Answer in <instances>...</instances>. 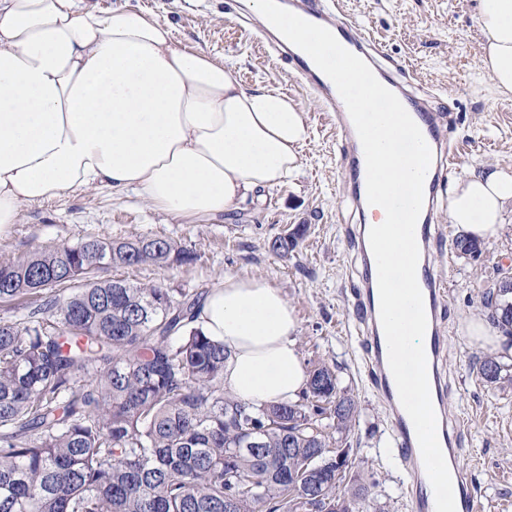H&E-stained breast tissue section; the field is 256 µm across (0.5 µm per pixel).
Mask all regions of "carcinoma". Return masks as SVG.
<instances>
[{
    "mask_svg": "<svg viewBox=\"0 0 512 512\" xmlns=\"http://www.w3.org/2000/svg\"><path fill=\"white\" fill-rule=\"evenodd\" d=\"M306 232L270 248L286 257ZM194 260L163 238H88L0 262V304L40 300L0 317V512H307L309 495L360 512L366 487L341 497L352 461L336 466L358 401L333 370L310 371L302 403L248 405L224 392L230 352L198 325L204 294L98 278ZM484 304L512 336V278ZM478 373L512 384L492 356Z\"/></svg>",
    "mask_w": 512,
    "mask_h": 512,
    "instance_id": "carcinoma-1",
    "label": "carcinoma"
}]
</instances>
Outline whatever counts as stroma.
<instances>
[{
  "label": "stroma",
  "instance_id": "35a3bbf8",
  "mask_svg": "<svg viewBox=\"0 0 512 512\" xmlns=\"http://www.w3.org/2000/svg\"><path fill=\"white\" fill-rule=\"evenodd\" d=\"M107 11L130 7L168 23L179 46L209 52L232 67L248 88L280 90L307 114L310 135L299 172L284 187L248 197L237 210L191 223L172 219L131 191L91 188L37 205L22 206L15 224L0 236V258L73 244L88 237L107 242L162 237L193 251L197 259L170 270L116 267L107 279L153 282L176 291L204 292L227 274L258 277L280 288L297 321L305 369L326 364L338 388L357 396L352 476L368 489L364 512H409L405 465L394 446L388 418L365 368L362 332L353 318V285L362 266L349 239L364 218L341 179L345 143L319 96L299 85L291 64L267 57L253 39L260 26L247 0L238 14L224 0H89ZM338 22L370 31L380 61L406 88L446 113L456 180L496 167L512 171V94L501 93L483 72V36L476 0H341ZM436 224L445 237L433 249L447 282L449 406L463 419L462 462L481 512H512V387L488 386L475 370L491 350L472 343L466 319L486 317L482 295L512 270V214L500 236L483 243L478 256L453 248L458 229L440 202ZM308 231L295 251L270 252L273 238L296 225Z\"/></svg>",
  "mask_w": 512,
  "mask_h": 512
}]
</instances>
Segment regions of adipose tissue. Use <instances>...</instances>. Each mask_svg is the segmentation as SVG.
Here are the masks:
<instances>
[{"instance_id": "ef3b65f1", "label": "adipose tissue", "mask_w": 512, "mask_h": 512, "mask_svg": "<svg viewBox=\"0 0 512 512\" xmlns=\"http://www.w3.org/2000/svg\"><path fill=\"white\" fill-rule=\"evenodd\" d=\"M480 66L512 92V0H478ZM309 137L287 94L245 89L202 50L178 46L151 14L86 0H0V235L23 205L90 186L134 190L180 221L234 210L287 185ZM512 205V173L456 180L448 219L469 239L496 238ZM199 324L231 358L224 387L260 406L296 401L307 374L297 320L266 280L224 276Z\"/></svg>"}]
</instances>
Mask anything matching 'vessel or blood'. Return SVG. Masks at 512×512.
Returning a JSON list of instances; mask_svg holds the SVG:
<instances>
[{
  "label": "vessel or blood",
  "mask_w": 512,
  "mask_h": 512,
  "mask_svg": "<svg viewBox=\"0 0 512 512\" xmlns=\"http://www.w3.org/2000/svg\"><path fill=\"white\" fill-rule=\"evenodd\" d=\"M280 5L300 17L324 26L338 35L340 44L355 54H362L371 69H378L375 51L370 46L366 34H353L349 29L336 25L333 15L334 0H278ZM270 51L280 58H291L293 68L300 80H308L312 70L303 58L292 57V48L286 39L271 38L267 44ZM318 88L326 105L336 114V128L353 150H361L362 145L354 124L341 97L334 94L330 84L319 83ZM408 108L415 115V122L425 141L433 152V164L424 182V198L428 207H435L437 194L448 179L447 156L450 152L447 138V125L441 113L423 101H409ZM363 289L359 292L356 306L361 312L359 318L366 336L365 354L369 375L374 388L384 405L391 425L394 446L399 456L406 462L405 494L410 512H435V494L425 471L414 425L403 409L397 386L388 363V346L380 321V308L376 304L378 290L377 267L373 258H365L361 271ZM417 281L424 299L427 316V329L424 336V349L428 364L432 367L429 382L431 398L442 433L448 447L450 473L456 512H480L481 506L475 497L470 480L458 460V437L462 428L461 419L448 412V382L444 369L447 357L446 306L448 289L446 282L434 273L429 265L417 269Z\"/></svg>",
  "instance_id": "b4317fda"
}]
</instances>
